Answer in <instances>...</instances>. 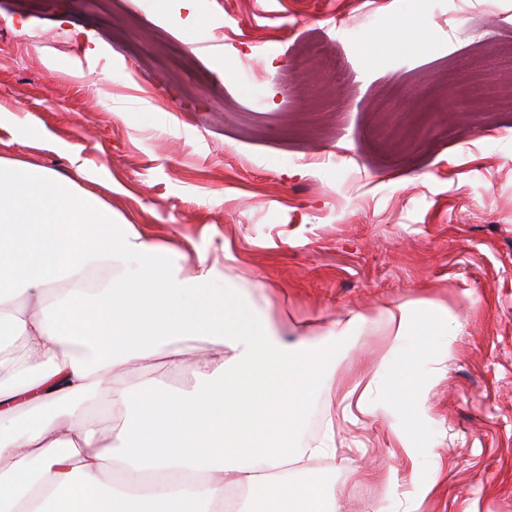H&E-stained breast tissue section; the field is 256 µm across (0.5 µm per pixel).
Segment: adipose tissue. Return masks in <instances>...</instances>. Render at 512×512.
Segmentation results:
<instances>
[{
	"label": "adipose tissue",
	"mask_w": 512,
	"mask_h": 512,
	"mask_svg": "<svg viewBox=\"0 0 512 512\" xmlns=\"http://www.w3.org/2000/svg\"><path fill=\"white\" fill-rule=\"evenodd\" d=\"M75 182L0 158V512H256L273 497L336 512V488H299L289 464L336 451L288 445L310 390L364 323L336 320L319 341L289 343L221 288L191 276ZM402 414L394 433L416 456L426 393L414 378L421 336H451L447 308L382 310ZM194 362L187 386L114 387L130 367ZM111 384L109 411L84 409Z\"/></svg>",
	"instance_id": "ef3b65f1"
}]
</instances>
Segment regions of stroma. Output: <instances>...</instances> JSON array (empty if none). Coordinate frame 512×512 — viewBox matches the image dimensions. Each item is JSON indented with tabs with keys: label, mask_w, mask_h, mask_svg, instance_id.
Returning a JSON list of instances; mask_svg holds the SVG:
<instances>
[{
	"label": "stroma",
	"mask_w": 512,
	"mask_h": 512,
	"mask_svg": "<svg viewBox=\"0 0 512 512\" xmlns=\"http://www.w3.org/2000/svg\"><path fill=\"white\" fill-rule=\"evenodd\" d=\"M404 23L413 46L364 53ZM511 90L512 0H0L1 158L74 181L184 273L215 267L289 340L367 316L291 439L334 424L335 457L291 478L335 485L337 512H512ZM406 301L460 322L421 352L415 459L382 399L381 309ZM358 377L375 409L329 421Z\"/></svg>",
	"instance_id": "35a3bbf8"
}]
</instances>
